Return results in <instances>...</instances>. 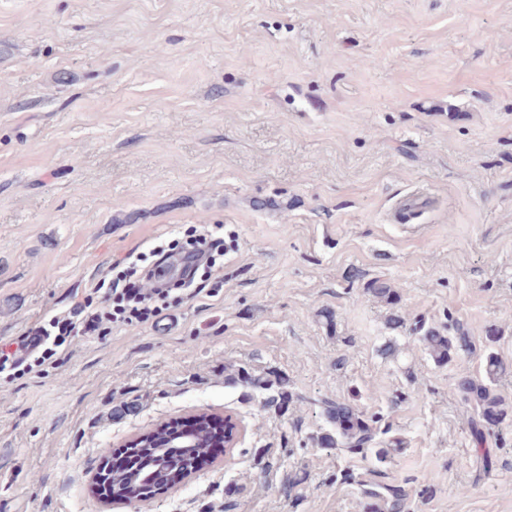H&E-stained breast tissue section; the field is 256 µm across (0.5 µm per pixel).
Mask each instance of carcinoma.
I'll use <instances>...</instances> for the list:
<instances>
[{
  "label": "carcinoma",
  "mask_w": 512,
  "mask_h": 512,
  "mask_svg": "<svg viewBox=\"0 0 512 512\" xmlns=\"http://www.w3.org/2000/svg\"><path fill=\"white\" fill-rule=\"evenodd\" d=\"M421 340L426 345L433 359L444 363L451 358V355L458 351H469L472 349L473 336L468 329L458 325L455 327V335L445 336L434 329L424 331ZM505 372L500 360L493 354L485 358L484 376L481 379L466 377L459 386L458 391L465 400L473 403L481 416L500 418L505 412V402L496 393L492 385L498 377ZM325 413L330 422L336 427V436H326L323 441L327 444L335 443V437L339 436L350 448H364L373 440L372 428L361 411L355 406L335 402L333 400L322 401ZM215 434L203 432L198 436V443L201 447L195 449L194 455L183 452L180 448L167 447L164 434L157 433L148 442L146 448L138 455L137 462L132 466L112 475V482L115 485L128 488L131 486V477L137 475L140 480L152 481L156 484L168 482L177 476L172 463H182L191 457L206 460L208 448L213 445Z\"/></svg>",
  "instance_id": "cac0c4a2"
}]
</instances>
